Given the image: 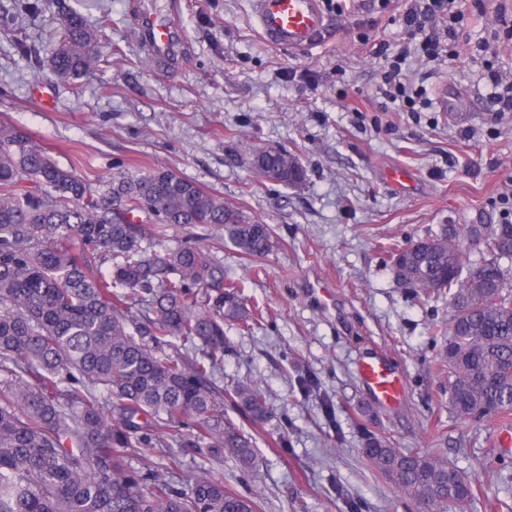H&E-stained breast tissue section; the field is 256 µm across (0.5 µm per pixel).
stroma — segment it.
<instances>
[{"label": "stroma", "instance_id": "stroma-1", "mask_svg": "<svg viewBox=\"0 0 512 512\" xmlns=\"http://www.w3.org/2000/svg\"><path fill=\"white\" fill-rule=\"evenodd\" d=\"M0 0V120L23 127L60 166L89 179L133 166L169 168L226 205L270 224L277 245L261 258L227 246L217 257L264 318L230 326L218 380L259 384L276 409L256 434L263 457L240 472L209 449L184 457L226 486L257 495L259 512H419L416 502L362 456L364 430L404 451L433 448L475 486L467 512L488 499L512 506V421L456 416L438 368L451 310L399 283L387 247H405L445 224L512 220V113L489 102L487 65L512 72V52L453 63L412 54L421 91L412 112L384 96L385 58L373 44H406L402 0H322L331 22L315 45L267 43L252 0ZM112 19L91 77L34 74L15 38L47 47L61 6ZM512 0H459L472 43L493 36ZM173 24L175 50L152 58L136 39L139 16ZM282 148L306 171L286 186L257 177L261 148ZM385 356L405 396L388 408L358 377L361 360ZM504 462L486 471L490 446Z\"/></svg>", "mask_w": 512, "mask_h": 512}]
</instances>
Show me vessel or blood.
Instances as JSON below:
<instances>
[{"label": "vessel or blood", "instance_id": "1", "mask_svg": "<svg viewBox=\"0 0 512 512\" xmlns=\"http://www.w3.org/2000/svg\"><path fill=\"white\" fill-rule=\"evenodd\" d=\"M253 18L263 38L283 49H296L318 43L326 35L329 22L320 0H253ZM146 50L149 54H166L172 37L170 23L145 20ZM360 375L375 398L387 405L402 400V380L393 367L381 359L359 366Z\"/></svg>", "mask_w": 512, "mask_h": 512}]
</instances>
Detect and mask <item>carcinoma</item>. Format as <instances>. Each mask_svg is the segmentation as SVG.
Returning <instances> with one entry per match:
<instances>
[{
	"instance_id": "obj_1",
	"label": "carcinoma",
	"mask_w": 512,
	"mask_h": 512,
	"mask_svg": "<svg viewBox=\"0 0 512 512\" xmlns=\"http://www.w3.org/2000/svg\"><path fill=\"white\" fill-rule=\"evenodd\" d=\"M110 29L106 13L91 25L61 8L52 72L89 74ZM253 169L283 185L305 179L286 150L256 151ZM186 225L220 235L163 246L169 228ZM463 232L485 237L487 254L465 256ZM226 244L254 258L276 240L271 225L169 169L93 182L0 122V512H256V496L206 471L180 488L170 479L182 469L173 448H222L240 470L256 469V438L224 406L254 428L275 416L259 385L214 380L229 348L224 323L249 332L259 316L212 255ZM389 259L402 261L409 287L453 309L451 409L477 423L511 417L512 224H448ZM364 440L366 461L426 512H464L474 497L439 452H403L369 431ZM155 453L162 472L128 465Z\"/></svg>"
}]
</instances>
